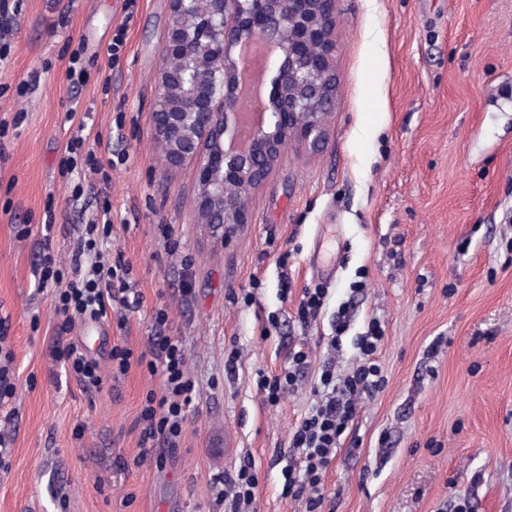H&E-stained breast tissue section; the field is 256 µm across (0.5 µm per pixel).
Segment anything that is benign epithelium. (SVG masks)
Masks as SVG:
<instances>
[{"instance_id": "benign-epithelium-1", "label": "benign epithelium", "mask_w": 512, "mask_h": 512, "mask_svg": "<svg viewBox=\"0 0 512 512\" xmlns=\"http://www.w3.org/2000/svg\"><path fill=\"white\" fill-rule=\"evenodd\" d=\"M336 0H170L152 134L170 174L196 173L192 223L226 245L292 145L325 138L336 94ZM272 49L258 99L245 49Z\"/></svg>"}]
</instances>
